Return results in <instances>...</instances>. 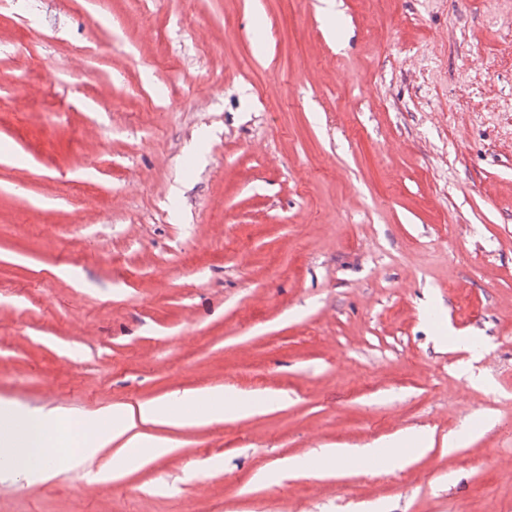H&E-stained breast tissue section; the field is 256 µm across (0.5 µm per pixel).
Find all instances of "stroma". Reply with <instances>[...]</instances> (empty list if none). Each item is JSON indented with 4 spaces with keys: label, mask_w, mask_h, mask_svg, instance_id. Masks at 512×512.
Masks as SVG:
<instances>
[{
    "label": "stroma",
    "mask_w": 512,
    "mask_h": 512,
    "mask_svg": "<svg viewBox=\"0 0 512 512\" xmlns=\"http://www.w3.org/2000/svg\"><path fill=\"white\" fill-rule=\"evenodd\" d=\"M186 391L0 512H512V0H0V401ZM378 448H323L311 456L297 457L289 460L288 467L291 471H322L323 466L328 463L336 466V463L349 461L354 455L364 457L378 456Z\"/></svg>",
    "instance_id": "stroma-1"
}]
</instances>
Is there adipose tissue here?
Instances as JSON below:
<instances>
[{
	"instance_id": "adipose-tissue-1",
	"label": "adipose tissue",
	"mask_w": 512,
	"mask_h": 512,
	"mask_svg": "<svg viewBox=\"0 0 512 512\" xmlns=\"http://www.w3.org/2000/svg\"><path fill=\"white\" fill-rule=\"evenodd\" d=\"M194 422L189 413L173 412L167 400L127 404L113 409L109 428H102L95 419L82 421L80 442L72 452L68 449L69 431L62 414L23 413L0 404V480L24 475L46 481L57 475L59 458L90 461L101 448L115 442L120 445L121 468L135 469L171 451L169 440L151 434L152 426L180 427Z\"/></svg>"
}]
</instances>
